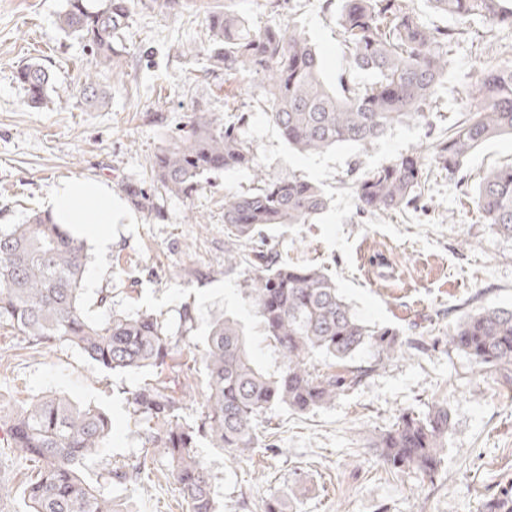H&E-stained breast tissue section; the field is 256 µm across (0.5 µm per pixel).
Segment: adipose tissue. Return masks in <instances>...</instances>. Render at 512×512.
Listing matches in <instances>:
<instances>
[{
	"mask_svg": "<svg viewBox=\"0 0 512 512\" xmlns=\"http://www.w3.org/2000/svg\"><path fill=\"white\" fill-rule=\"evenodd\" d=\"M48 207L56 223L79 225L83 236L94 239L100 251H108L111 226L122 208L107 184L83 177L63 180L53 189Z\"/></svg>",
	"mask_w": 512,
	"mask_h": 512,
	"instance_id": "adipose-tissue-1",
	"label": "adipose tissue"
}]
</instances>
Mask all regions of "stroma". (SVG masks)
<instances>
[{"instance_id": "obj_1", "label": "stroma", "mask_w": 512, "mask_h": 512, "mask_svg": "<svg viewBox=\"0 0 512 512\" xmlns=\"http://www.w3.org/2000/svg\"><path fill=\"white\" fill-rule=\"evenodd\" d=\"M265 0H190L177 14L150 0L132 18L112 68L99 72L108 104L86 108L79 95H50L28 106L16 79L19 65L49 67L61 87L77 86L91 55L58 26L65 0H0V226L21 224L46 208L59 181L105 179L119 200L126 184H149V161L181 135L193 112L249 115L246 127L257 162L271 179L299 177L326 194L325 212L305 224L267 229V248L299 266L322 268L367 325L397 333L405 355L377 364L372 350L353 360L374 365L356 389L307 413L273 410L262 426L264 446L250 457L200 444L224 512H263L282 498L288 512H482L486 499L512 483V378L474 368L449 349L458 318L487 305L512 307V238L486 224L471 197L491 167L512 163V137L476 148L460 176L429 174L418 206L389 214H360L352 181L390 160L431 146L466 111L465 93L481 69L512 55V29L475 20L453 44L448 74L424 117L392 126L368 150L340 144L316 155L288 147L256 108L264 89L213 70L203 51L209 11L232 7L253 27L295 20L314 44L329 83L349 69L336 26L342 0H288L279 13ZM254 186L251 171L208 179L191 198L158 199L159 214L132 210V223L112 227V245L87 242L84 299L91 317L151 311L164 319L170 341L162 363L138 371L97 368L65 344L41 347L0 329V408L62 395L105 410L112 435L86 463V481L129 512H185L167 459L152 437L158 426L134 414L130 393L165 388L182 420L194 421L206 378L201 355L212 323L236 319L255 362L276 373L282 360L268 345L249 298L246 267L224 266V196ZM107 297L108 307L98 305ZM191 324H184L182 311ZM447 403L451 427L444 463L433 480L393 473L377 462L371 441L399 414H422ZM141 466L139 483L108 482L106 463ZM36 464L0 447V512H22L23 490Z\"/></svg>"}]
</instances>
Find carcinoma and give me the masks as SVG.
Here are the masks:
<instances>
[{
    "label": "carcinoma",
    "instance_id": "1",
    "mask_svg": "<svg viewBox=\"0 0 512 512\" xmlns=\"http://www.w3.org/2000/svg\"><path fill=\"white\" fill-rule=\"evenodd\" d=\"M343 2L336 14L341 44L352 67L375 74L369 83L343 74L335 87L327 86L318 52L294 20L253 28L227 7L206 20L211 65L226 75L260 80V109L300 153H320L343 143L368 149L393 124L423 116L448 73L449 49L469 33L472 21L512 29V0H428L434 11L455 19L453 28L425 23L411 0ZM141 4L66 0L59 28L84 42L93 57L77 88L88 106L105 102L97 67L111 64L118 40ZM16 79L33 105L44 104L56 91L53 74L36 61L19 66ZM468 97V116L432 146L430 156L402 155L356 179L360 212L387 213L417 205L427 164L454 176L477 146L512 135V59L484 70ZM245 123L243 113L228 123L211 113H193L189 134L155 154L150 190L125 187L135 207L158 214V196L188 198L203 189L207 176L247 168L257 182L248 193L224 195V267H250L248 293L266 339L282 357L280 370L270 375L259 369L239 324L224 319L211 326L202 355L206 392L195 421H179L176 403L157 387H141L131 396L134 412L162 424L154 442L169 462L187 512H219L209 467L196 451L201 441L212 448L252 453L261 445L259 417L278 406L312 411L374 371L349 365L359 350L373 349L379 365L402 355L396 333L364 324L319 269L279 262L258 246L247 254L235 250L241 242H256L273 225L305 224L328 205L322 189L310 180L267 178L246 137ZM473 203L486 223L512 237V166L487 172ZM86 262L84 242L46 212L32 213L23 224L0 227V328L38 345L67 344L112 372L158 364L169 348L160 316L115 312L99 321L87 315L82 288ZM448 347L483 370L512 371V308L488 306L461 315ZM316 355L328 359L321 369L313 363ZM449 422L444 404L422 415L402 412L395 427L375 443L379 464L388 471L408 470L433 479L442 466ZM0 425L9 431L10 448L20 457L44 463L24 491L27 512H122L79 474L111 437L112 419L105 411L66 397H46L9 413L0 409ZM110 475L118 482H136L140 467L117 466ZM484 507L485 512H512V483Z\"/></svg>",
    "mask_w": 512,
    "mask_h": 512
}]
</instances>
